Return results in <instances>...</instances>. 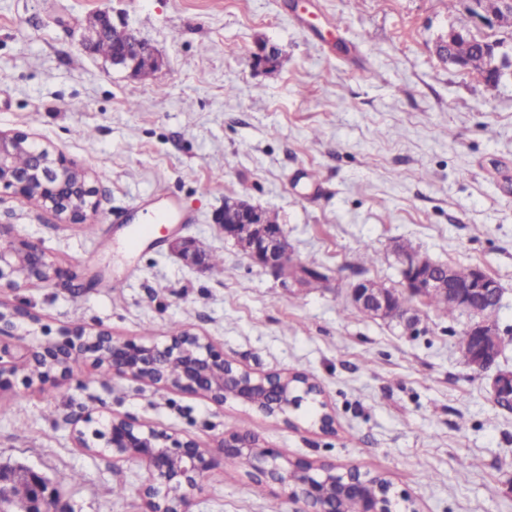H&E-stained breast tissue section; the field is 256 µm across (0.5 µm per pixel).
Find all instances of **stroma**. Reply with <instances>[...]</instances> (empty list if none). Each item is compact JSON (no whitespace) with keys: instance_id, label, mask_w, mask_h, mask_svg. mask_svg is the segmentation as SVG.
Segmentation results:
<instances>
[{"instance_id":"1","label":"stroma","mask_w":512,"mask_h":512,"mask_svg":"<svg viewBox=\"0 0 512 512\" xmlns=\"http://www.w3.org/2000/svg\"><path fill=\"white\" fill-rule=\"evenodd\" d=\"M101 12L160 58L149 78L79 47ZM452 28L483 30L468 0H0V130L88 171L97 201L90 233L0 192V224L70 273L0 292L39 317L0 349L20 354L63 327L161 339L177 324L252 371L310 376L335 418L325 434L306 402L285 421L103 378L86 361L48 391L19 379L0 395V464L41 473L67 512H143L144 468L71 438L74 420L109 410L210 448L244 428L288 460L384 477L419 512H512V411L464 363L467 316L425 305L426 329L410 335L349 297L365 279L401 288L398 244L480 266L503 288L499 366L512 369V82L492 91L443 63L434 44ZM263 40L282 50L276 71L253 65ZM232 192L277 214L296 261L321 273L317 287H284L224 238L214 215ZM172 202L181 219L140 237ZM176 237L223 255V269L185 265ZM367 249L375 264L361 262ZM274 501L300 508L229 461L205 478L194 512Z\"/></svg>"}]
</instances>
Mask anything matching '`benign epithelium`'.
<instances>
[{"mask_svg":"<svg viewBox=\"0 0 512 512\" xmlns=\"http://www.w3.org/2000/svg\"><path fill=\"white\" fill-rule=\"evenodd\" d=\"M512 9V0H470V14L482 24H496L497 10ZM460 34L450 29L435 45L436 55L448 66L465 69L461 59L452 53V45ZM108 38L115 42L110 56L112 64L136 68L139 57L148 52L124 25L112 23L107 13L99 14L97 27L80 34L78 42L88 51ZM478 44L489 57L487 75L499 81H512V57L506 44L480 39ZM281 55L280 48L268 42L257 45L255 60L269 67ZM28 153V164L19 167L14 157ZM53 211L65 224H83L97 210L86 171L61 153L36 147L30 136L20 131H0V190ZM219 228L224 238L242 241L247 256L254 263L283 276L280 254L289 248L280 224L264 222V212L242 203L222 210ZM172 251L187 265L209 268L210 254L195 240L179 238ZM403 291L413 300L397 317L409 334H416L423 324L420 310L414 305L437 293H447L466 312L468 322L459 340V348L469 368L484 373L497 366L504 341L496 312L503 293L499 282L478 268L474 276L461 283L454 279L449 267L424 268L412 252L398 250ZM68 275V270L52 259L38 243L18 234L13 225L0 224V291L27 288L33 284L53 285ZM319 273L299 264L289 273L294 284H307ZM353 305L368 317L382 318L394 296L391 290L362 280L351 288ZM21 320L34 323L39 317L23 305L0 302V337L12 336ZM102 361L115 374L171 391L199 395L217 406L228 399L248 405L267 416L288 417L308 396V386H297L294 374L257 373L224 358V350L211 338L188 330L164 340L116 339L104 330L87 332L82 328L63 327L58 336L28 348L19 362L0 361V393L13 387L14 379L24 374L25 382L41 389L68 377L75 364ZM491 394L501 407H512V370H498L491 379ZM71 436L78 448L112 459L117 466L137 462L145 469L144 497L147 512H193L197 494L205 477L226 461L250 468L258 482L284 486L288 498L301 504V512H337L346 498H365L371 486L360 469L351 467L336 472L329 461L313 463L297 460L282 464V454L268 448L253 435H226L215 449L204 448L192 439L181 440L163 428L140 422L128 416L108 413L105 419L90 415L82 425L73 426ZM32 488L28 500L6 508L0 500V512H61L56 507L50 483L39 473H22ZM397 502L390 495V483H377V494L366 498L365 512H397Z\"/></svg>","mask_w":512,"mask_h":512,"instance_id":"7a95c632","label":"benign epithelium"}]
</instances>
